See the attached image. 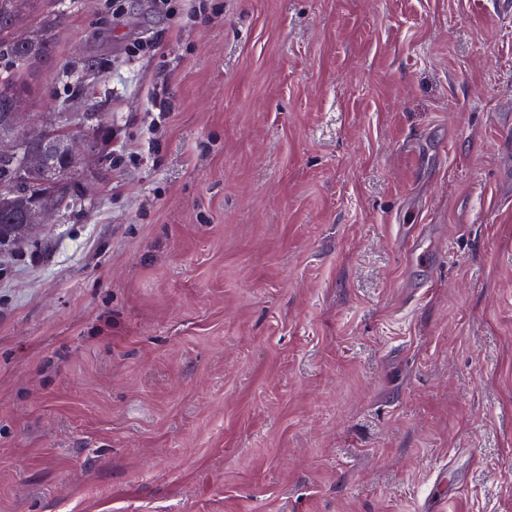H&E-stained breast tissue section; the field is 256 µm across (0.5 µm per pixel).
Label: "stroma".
<instances>
[{
  "instance_id": "stroma-1",
  "label": "stroma",
  "mask_w": 512,
  "mask_h": 512,
  "mask_svg": "<svg viewBox=\"0 0 512 512\" xmlns=\"http://www.w3.org/2000/svg\"><path fill=\"white\" fill-rule=\"evenodd\" d=\"M208 2L31 14L105 162L0 248V512H512V27Z\"/></svg>"
}]
</instances>
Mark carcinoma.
<instances>
[{
	"label": "carcinoma",
	"mask_w": 512,
	"mask_h": 512,
	"mask_svg": "<svg viewBox=\"0 0 512 512\" xmlns=\"http://www.w3.org/2000/svg\"><path fill=\"white\" fill-rule=\"evenodd\" d=\"M35 0H25L19 8V0H0V136H15L7 112L5 95L25 93L29 90L28 79L34 63L28 60L20 41L26 31V19ZM31 151L43 153L42 167L29 176L27 185L19 189L7 205H0V247L16 245L32 239L33 230L25 223V211L33 195L53 186L61 189L59 201L67 212L81 206V196L76 187L80 184L78 166L65 161L57 152H49L38 138L27 142Z\"/></svg>",
	"instance_id": "carcinoma-1"
}]
</instances>
